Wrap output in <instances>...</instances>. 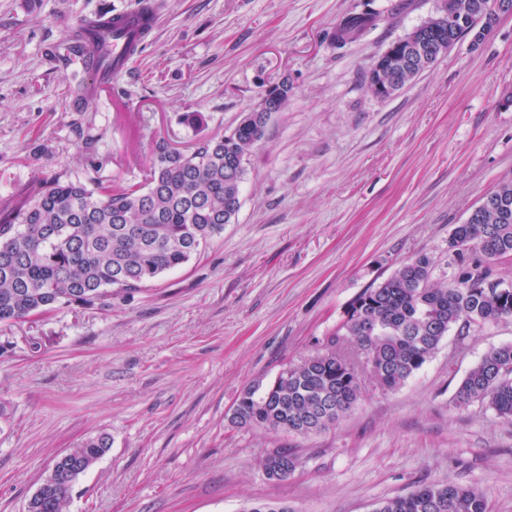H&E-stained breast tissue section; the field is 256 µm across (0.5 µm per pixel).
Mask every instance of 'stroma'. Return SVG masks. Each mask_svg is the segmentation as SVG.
Masks as SVG:
<instances>
[{
	"label": "stroma",
	"instance_id": "35a3bbf8",
	"mask_svg": "<svg viewBox=\"0 0 512 512\" xmlns=\"http://www.w3.org/2000/svg\"><path fill=\"white\" fill-rule=\"evenodd\" d=\"M139 2L0 0V207L58 174L145 184L158 139L189 149L268 87L291 91L247 155L235 223L204 252L111 305L0 322V512H26L57 459L100 434L111 446L64 512H374L448 482L512 512V422L454 404L482 356L512 344V323L449 332L397 391L362 374L358 405L323 432L229 422L243 390L316 352L402 262L427 254L433 282L452 279L455 225L512 181V15L381 98L374 62L444 0H159L126 71L74 105L90 74L55 47ZM366 11L374 26L337 44L340 22ZM282 447L302 464L276 482L262 460Z\"/></svg>",
	"mask_w": 512,
	"mask_h": 512
}]
</instances>
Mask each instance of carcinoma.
Returning a JSON list of instances; mask_svg holds the SVG:
<instances>
[{
	"label": "carcinoma",
	"instance_id": "cac0c4a2",
	"mask_svg": "<svg viewBox=\"0 0 512 512\" xmlns=\"http://www.w3.org/2000/svg\"><path fill=\"white\" fill-rule=\"evenodd\" d=\"M493 0H444L427 23L448 28V18L481 22ZM372 17L347 18L336 42L359 35ZM393 58L383 80L403 88L415 70ZM266 125L238 123L222 137H199L188 151L156 141L148 182L142 187L97 185L90 190L59 176L32 185L24 202L0 209V322L55 309L112 300L180 268L224 232L241 208L247 152ZM512 256V182L486 194L480 221L458 224L448 240L454 278L432 282L426 254L402 263L387 279L350 301L344 319L323 346L276 377L245 389L231 424L308 436L334 425L361 397V372L395 391L435 354L453 328L512 320V290L502 293L495 264ZM457 407L487 404L512 421V345L489 350L457 387ZM110 448L105 435L91 437L54 464V481L31 497L30 512H64L78 476ZM301 461L276 448L263 461L269 478L288 479ZM374 512H488L484 495L457 483L429 484L385 499Z\"/></svg>",
	"mask_w": 512,
	"mask_h": 512
}]
</instances>
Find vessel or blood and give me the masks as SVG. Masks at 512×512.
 I'll list each match as a JSON object with an SVG mask.
<instances>
[{
  "label": "vessel or blood",
  "mask_w": 512,
  "mask_h": 512,
  "mask_svg": "<svg viewBox=\"0 0 512 512\" xmlns=\"http://www.w3.org/2000/svg\"><path fill=\"white\" fill-rule=\"evenodd\" d=\"M157 12L150 0L141 8L112 13V67L95 72L87 88L89 96H96L101 85L109 83L112 75L120 73L128 59L135 54L144 39L152 32Z\"/></svg>",
  "instance_id": "1"
}]
</instances>
